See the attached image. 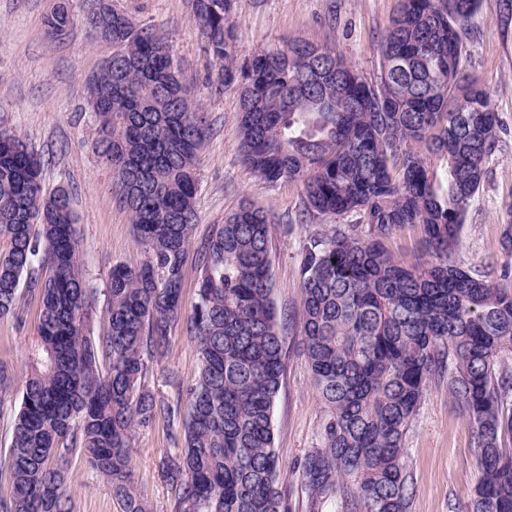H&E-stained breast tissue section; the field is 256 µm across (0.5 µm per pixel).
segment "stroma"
Instances as JSON below:
<instances>
[{
  "mask_svg": "<svg viewBox=\"0 0 512 512\" xmlns=\"http://www.w3.org/2000/svg\"><path fill=\"white\" fill-rule=\"evenodd\" d=\"M57 0H0V127L20 135L43 163L46 193L68 190L80 256L91 287L105 290L113 266L145 258L134 242L129 211L116 195L110 166L95 149L97 128L86 110L89 80L112 55L110 43L90 41L80 21L82 0H70L72 25L50 36L47 15ZM136 22L155 26L167 39L191 90L195 111L212 125L197 157L199 222L194 243L241 201L274 214L271 225V298L282 329L286 371L273 407L277 482L290 512H309L298 473L300 462L322 444L327 408L310 381L298 350L300 261L310 224L300 223L302 185L269 184L238 154L237 85L215 90L190 0H116ZM401 0H234L239 55L283 48L295 39L336 49L360 74L374 77L382 40ZM461 71L486 90L500 121V143L486 165L460 234L458 257L474 273L496 282L512 266L503 243L512 224V0H480L466 23ZM36 300L21 297L17 315L0 317V371L10 390L27 378L26 357L37 342ZM198 361L184 329L172 332L163 354L146 359L141 387L177 401L195 382ZM181 422L156 420L137 427L132 451L137 488L150 512H175L164 463L183 446ZM414 495L409 512H462L480 476L473 431L448 395L447 376L426 384L403 440ZM72 512H120L108 481L79 459L67 467Z\"/></svg>",
  "mask_w": 512,
  "mask_h": 512,
  "instance_id": "obj_1",
  "label": "stroma"
}]
</instances>
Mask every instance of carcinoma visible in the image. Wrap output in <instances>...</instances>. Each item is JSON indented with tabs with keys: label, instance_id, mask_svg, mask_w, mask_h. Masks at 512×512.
Instances as JSON below:
<instances>
[{
	"label": "carcinoma",
	"instance_id": "obj_1",
	"mask_svg": "<svg viewBox=\"0 0 512 512\" xmlns=\"http://www.w3.org/2000/svg\"><path fill=\"white\" fill-rule=\"evenodd\" d=\"M112 57L87 88L96 148L147 254L112 268L107 326L80 262L70 195H46L42 160L0 130V315L21 288L39 303L38 343L22 391L0 373L10 414L9 494L0 512H71L77 455L112 486L121 512H149L134 485L132 435L186 411L184 448L168 459L177 512H289L277 484L273 405L285 371L271 299L269 227L243 201L198 248L197 302L182 308L199 223L198 151L208 117L191 108L170 47L152 25L101 0ZM479 0H402L368 81L330 47L296 40L237 58L233 0H192L215 89L240 86L239 154L268 183L303 184L299 221L353 216L311 234L300 262L297 335L328 418L299 468L310 512L338 497L351 512H407L414 487L403 435L427 380L452 363L449 394L474 433L480 478L471 512H512V287L457 260L460 231L499 139L487 92L460 87L462 26ZM72 23L66 0L52 36ZM419 229L431 260L388 247ZM185 325L199 361L185 402L136 392L143 361Z\"/></svg>",
	"mask_w": 512,
	"mask_h": 512
}]
</instances>
